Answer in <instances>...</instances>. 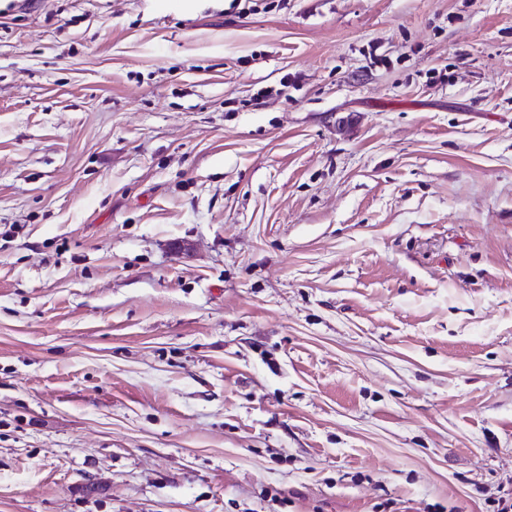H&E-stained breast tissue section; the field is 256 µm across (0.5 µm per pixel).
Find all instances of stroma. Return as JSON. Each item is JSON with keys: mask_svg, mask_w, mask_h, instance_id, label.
Wrapping results in <instances>:
<instances>
[{"mask_svg": "<svg viewBox=\"0 0 512 512\" xmlns=\"http://www.w3.org/2000/svg\"><path fill=\"white\" fill-rule=\"evenodd\" d=\"M507 492L512 0H0V512Z\"/></svg>", "mask_w": 512, "mask_h": 512, "instance_id": "obj_1", "label": "stroma"}]
</instances>
